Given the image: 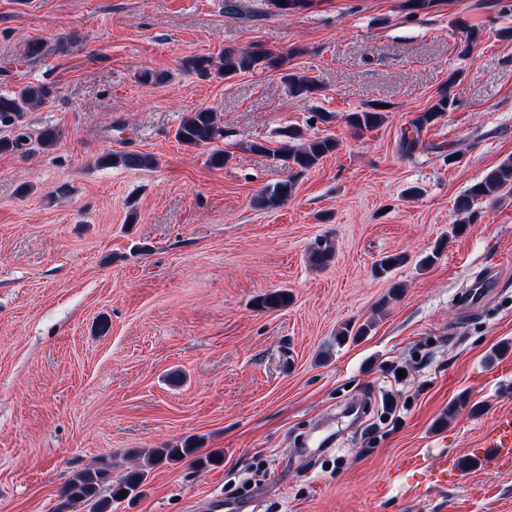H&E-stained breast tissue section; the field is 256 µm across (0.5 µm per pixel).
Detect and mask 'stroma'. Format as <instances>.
I'll return each instance as SVG.
<instances>
[{
    "mask_svg": "<svg viewBox=\"0 0 512 512\" xmlns=\"http://www.w3.org/2000/svg\"><path fill=\"white\" fill-rule=\"evenodd\" d=\"M226 2L0 0V94L52 85L26 121L62 132L0 154V512H55L74 471L108 458L117 477L136 450L188 439L219 462L154 467L112 512H512V470L422 485L512 407V196L452 232L456 198L512 156V0ZM254 44L320 95L290 96L277 70L181 69ZM146 69L171 78L142 84ZM444 90L452 110L415 129ZM375 104L380 126L347 124ZM199 107L224 131L223 167L174 138ZM290 128L339 147L259 209L289 175ZM129 151L156 167L96 164ZM322 236L335 253L317 269L307 251ZM276 289L288 306L258 309ZM347 323L371 329L337 344ZM324 422L334 442L309 453Z\"/></svg>",
    "mask_w": 512,
    "mask_h": 512,
    "instance_id": "obj_1",
    "label": "stroma"
}]
</instances>
